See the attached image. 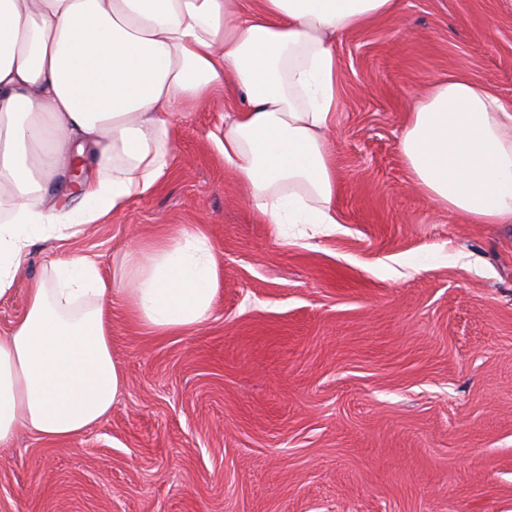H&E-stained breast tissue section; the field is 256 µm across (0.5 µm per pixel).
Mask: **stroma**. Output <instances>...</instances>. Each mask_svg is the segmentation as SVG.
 Instances as JSON below:
<instances>
[{
  "instance_id": "stroma-1",
  "label": "stroma",
  "mask_w": 512,
  "mask_h": 512,
  "mask_svg": "<svg viewBox=\"0 0 512 512\" xmlns=\"http://www.w3.org/2000/svg\"><path fill=\"white\" fill-rule=\"evenodd\" d=\"M331 237L276 241L216 142L232 86L171 120L169 171L75 238L32 245L118 273L128 241L205 225L219 254L199 329L110 315L127 390L82 436L0 449V512H512V224H468L411 184L412 100L464 72L512 99L506 0H402L336 41Z\"/></svg>"
}]
</instances>
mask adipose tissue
<instances>
[{"instance_id":"adipose-tissue-1","label":"adipose tissue","mask_w":512,"mask_h":512,"mask_svg":"<svg viewBox=\"0 0 512 512\" xmlns=\"http://www.w3.org/2000/svg\"><path fill=\"white\" fill-rule=\"evenodd\" d=\"M399 0H0V298L29 248L66 240L148 195L169 168L171 115L234 83L224 163L275 240L335 235L329 131L338 37ZM400 152L415 188L471 224H512V102L463 73L412 105ZM90 172L71 174L74 160ZM218 254L205 226L134 239L117 281L69 255L30 283L0 335V448L19 431L69 439L126 390L108 317L121 299L156 335L212 315Z\"/></svg>"}]
</instances>
